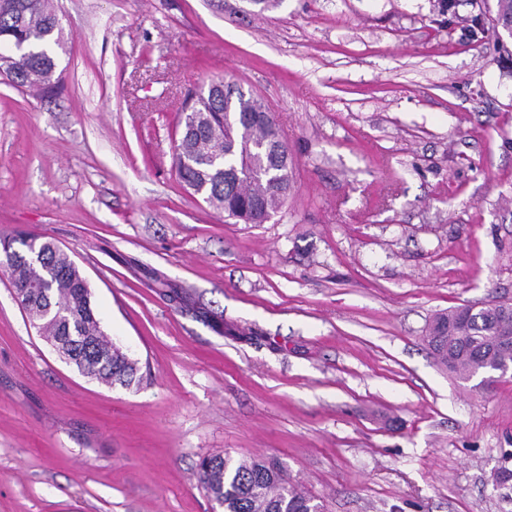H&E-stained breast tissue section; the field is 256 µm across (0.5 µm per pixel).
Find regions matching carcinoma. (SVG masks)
Segmentation results:
<instances>
[{
    "mask_svg": "<svg viewBox=\"0 0 512 512\" xmlns=\"http://www.w3.org/2000/svg\"><path fill=\"white\" fill-rule=\"evenodd\" d=\"M21 44L18 52L0 56V75L19 87L40 88L57 72L55 48L61 29L52 0H0V43ZM237 102L224 107L216 89L184 103L183 111L197 113L196 130L181 134L174 164L180 182L193 186L205 202L229 219L262 224L288 197L273 185L291 183L293 162L285 161L288 147L275 120L258 122L253 112L261 100L236 90ZM10 243L9 273L22 308L47 338L61 342L72 334L84 349L71 356L86 375L106 383L131 386L135 363L110 349L99 320L92 316L91 292L80 286L78 271L63 255L46 250L34 254V237L15 234ZM502 336H512V308L504 303L483 305L468 319L451 309L436 316L427 343L435 357L465 380L493 365L511 364L512 350L499 351ZM259 459L229 454L205 458L199 479L224 512H322L316 499L299 490Z\"/></svg>",
    "mask_w": 512,
    "mask_h": 512,
    "instance_id": "1",
    "label": "carcinoma"
}]
</instances>
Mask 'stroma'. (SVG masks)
Returning <instances> with one entry per match:
<instances>
[{
	"label": "stroma",
	"instance_id": "1",
	"mask_svg": "<svg viewBox=\"0 0 512 512\" xmlns=\"http://www.w3.org/2000/svg\"><path fill=\"white\" fill-rule=\"evenodd\" d=\"M62 84L0 80V235L83 271L108 386L0 270V512H212L207 456L276 461L325 512H512V376L424 336L512 302V39L498 0H53ZM263 97L294 160L238 224L174 169L191 90Z\"/></svg>",
	"mask_w": 512,
	"mask_h": 512
}]
</instances>
